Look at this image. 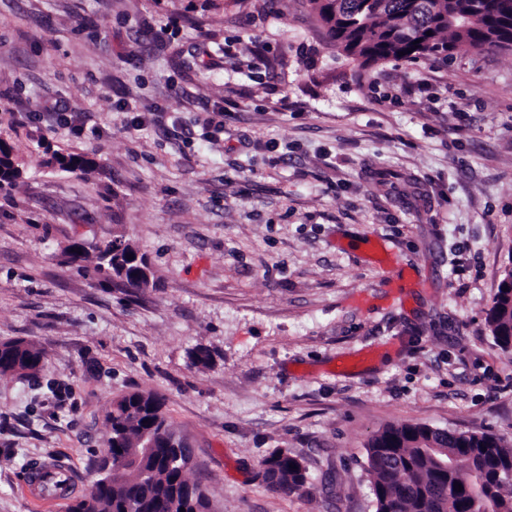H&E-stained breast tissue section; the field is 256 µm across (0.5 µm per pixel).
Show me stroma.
<instances>
[{
    "label": "stroma",
    "mask_w": 512,
    "mask_h": 512,
    "mask_svg": "<svg viewBox=\"0 0 512 512\" xmlns=\"http://www.w3.org/2000/svg\"><path fill=\"white\" fill-rule=\"evenodd\" d=\"M0 140L23 169L0 200V340L44 352L0 376V512H66L30 466L69 463L81 498L133 390L163 396L210 512H375L366 448L392 425L512 441V351L487 325L512 261V48L362 66L308 0H0ZM45 143L95 171L43 167ZM117 236L157 287L62 262ZM278 449L303 494L267 488ZM290 465H295L296 469H291ZM261 466L264 480L272 491L286 496L305 492L309 473L297 456L277 450L266 457Z\"/></svg>",
    "instance_id": "stroma-1"
}]
</instances>
